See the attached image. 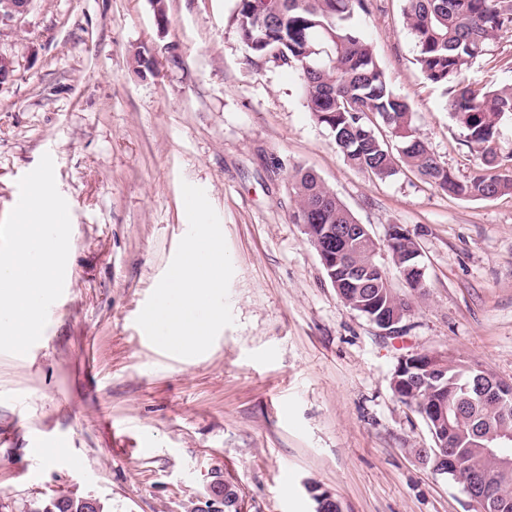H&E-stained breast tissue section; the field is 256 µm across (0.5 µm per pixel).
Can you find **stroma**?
Returning <instances> with one entry per match:
<instances>
[{"mask_svg": "<svg viewBox=\"0 0 512 512\" xmlns=\"http://www.w3.org/2000/svg\"><path fill=\"white\" fill-rule=\"evenodd\" d=\"M238 0H32L0 27V219L51 154L69 206L64 291L27 354L0 353V512L74 492L106 512H196L212 483L245 512H313L315 483L344 512H476L410 456L433 442L395 397L401 356L432 351L512 382V195L458 199L398 167L350 166L307 111L297 75L251 61ZM353 27L421 140L458 177L477 168L442 89L415 63L401 0ZM158 74H139L137 51ZM182 64H166L168 56ZM512 84V32L464 72ZM315 171L377 241L412 230L425 294L383 334L337 296L293 219L294 171ZM199 201L224 237V322L194 359L143 323L194 232ZM66 445L37 452L36 441Z\"/></svg>", "mask_w": 512, "mask_h": 512, "instance_id": "stroma-1", "label": "stroma"}]
</instances>
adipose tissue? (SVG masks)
I'll return each instance as SVG.
<instances>
[{
    "label": "adipose tissue",
    "mask_w": 512,
    "mask_h": 512,
    "mask_svg": "<svg viewBox=\"0 0 512 512\" xmlns=\"http://www.w3.org/2000/svg\"><path fill=\"white\" fill-rule=\"evenodd\" d=\"M223 273V235L214 224L198 218L179 263L144 315L146 326L161 344L188 355L208 345L224 318L213 304L224 282Z\"/></svg>",
    "instance_id": "obj_1"
}]
</instances>
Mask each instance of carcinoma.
<instances>
[{
  "label": "carcinoma",
  "instance_id": "cac0c4a2",
  "mask_svg": "<svg viewBox=\"0 0 512 512\" xmlns=\"http://www.w3.org/2000/svg\"><path fill=\"white\" fill-rule=\"evenodd\" d=\"M369 14L367 0H238L236 29L249 57L273 62L297 72L305 107L332 133L336 149L352 166L386 178L397 163L416 171L448 195L466 200L512 195V167L505 173L496 144L501 128L512 124V86L475 89L461 81L463 71L488 52L490 41L512 30V0H403L405 25L416 47V64L426 79L443 88L448 108L463 130L465 142L480 159L481 168L458 178L439 162L412 127V108L393 91L378 65L371 45L349 25L356 14ZM396 142L391 148L387 139ZM297 201L294 217L306 225L313 241L326 224H355V216L315 172L299 169L292 176ZM416 240L404 236L387 245L391 254L414 251ZM353 277L336 266V293L351 309L362 312L370 303L378 313L406 317L409 302L388 284L386 271L366 249L348 246ZM406 376L407 388L398 399L415 409L439 444L453 450L465 465V480L474 495L486 494L512 512V466L500 461L512 447L490 454L482 448L489 438L512 434V401L463 392L474 375L460 363H448L441 380L424 384ZM408 452L437 473L441 447Z\"/></svg>",
  "mask_w": 512,
  "mask_h": 512
}]
</instances>
